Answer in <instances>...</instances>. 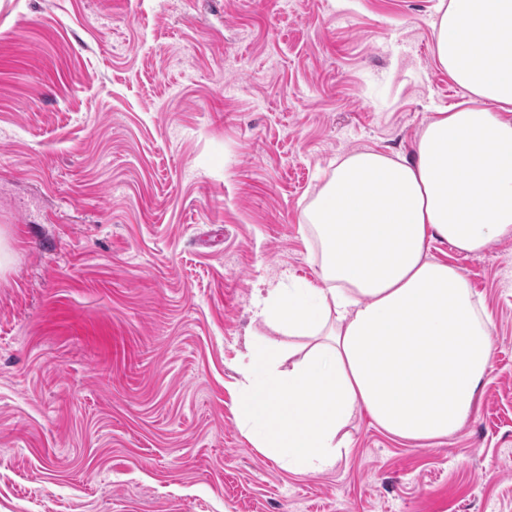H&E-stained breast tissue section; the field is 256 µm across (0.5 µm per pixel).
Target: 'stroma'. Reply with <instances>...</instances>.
<instances>
[{"label":"stroma","instance_id":"35a3bbf8","mask_svg":"<svg viewBox=\"0 0 512 512\" xmlns=\"http://www.w3.org/2000/svg\"><path fill=\"white\" fill-rule=\"evenodd\" d=\"M438 3L0 0V512H512V235L429 244L491 320L453 435L362 414L302 473L233 414L258 290L322 283L336 159L466 99Z\"/></svg>","mask_w":512,"mask_h":512}]
</instances>
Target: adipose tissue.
<instances>
[{
  "instance_id": "ef3b65f1",
  "label": "adipose tissue",
  "mask_w": 512,
  "mask_h": 512,
  "mask_svg": "<svg viewBox=\"0 0 512 512\" xmlns=\"http://www.w3.org/2000/svg\"><path fill=\"white\" fill-rule=\"evenodd\" d=\"M437 63L469 100L440 109L411 158L364 149L336 162L304 211L323 287L270 288L255 316L303 338L284 366L250 342L235 415L265 455L322 472L349 450L357 414L429 441L473 412L492 366L490 322L466 278L429 241L477 253L512 234V0H441Z\"/></svg>"
}]
</instances>
